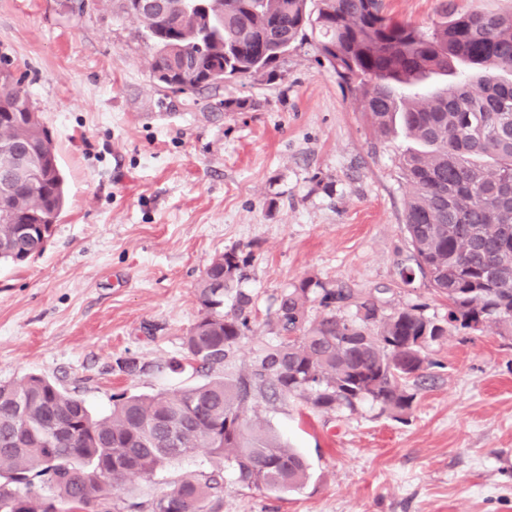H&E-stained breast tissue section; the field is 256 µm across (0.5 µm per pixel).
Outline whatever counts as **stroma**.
I'll list each match as a JSON object with an SVG mask.
<instances>
[{
    "label": "stroma",
    "instance_id": "1",
    "mask_svg": "<svg viewBox=\"0 0 512 512\" xmlns=\"http://www.w3.org/2000/svg\"><path fill=\"white\" fill-rule=\"evenodd\" d=\"M429 27L442 6L512 12V0H385ZM153 48L122 0H0L9 62L57 150L67 200L44 252L0 265V383L56 381L104 415L112 398L233 379L279 343L275 299L313 278L373 294L383 314L448 303L421 276L403 281L410 240L404 133L378 140L358 101L296 42L274 80L174 94L150 71ZM247 101L227 111L225 98ZM249 254L251 330L220 364L187 362L196 288L212 258ZM409 414L366 402L324 413L296 397L257 398L251 421L310 465L298 492L224 478L219 512H512V337L449 332L424 350ZM142 370L122 371L126 359ZM203 451L132 479L112 512H151Z\"/></svg>",
    "mask_w": 512,
    "mask_h": 512
}]
</instances>
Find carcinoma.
I'll list each match as a JSON object with an SVG mask.
<instances>
[{
  "mask_svg": "<svg viewBox=\"0 0 512 512\" xmlns=\"http://www.w3.org/2000/svg\"><path fill=\"white\" fill-rule=\"evenodd\" d=\"M155 48L152 73H186V92L216 88L224 78L273 79L285 46L312 34L339 85L365 108L377 137L396 126L416 147L400 159L408 193L404 221L417 272L448 300V325L494 327L512 336V13L443 10L427 30L398 20L383 0H158L139 9L124 0ZM432 76L455 82L429 96L401 94ZM22 147L38 172L0 180V261L40 254L65 203L53 141L29 93L0 71V170ZM250 256L213 258L199 288L200 316L184 337L187 358L220 363L248 329L252 296L239 288ZM234 294L229 310L224 296ZM319 302L322 314L309 317ZM355 306L350 318L337 311ZM284 339L228 382L155 395L113 397L93 416L85 403L38 374L0 383V512H112V490L125 479L205 448L219 469L181 480L152 512H218L224 469L237 483L296 492L309 467L294 449L244 418L259 396H297L312 408L351 412L365 400L384 411L412 408L410 380L422 376L424 349L445 326L412 307L379 314L374 297L305 279L285 289L274 311ZM52 496L34 492L35 481Z\"/></svg>",
  "mask_w": 512,
  "mask_h": 512,
  "instance_id": "1",
  "label": "carcinoma"
}]
</instances>
